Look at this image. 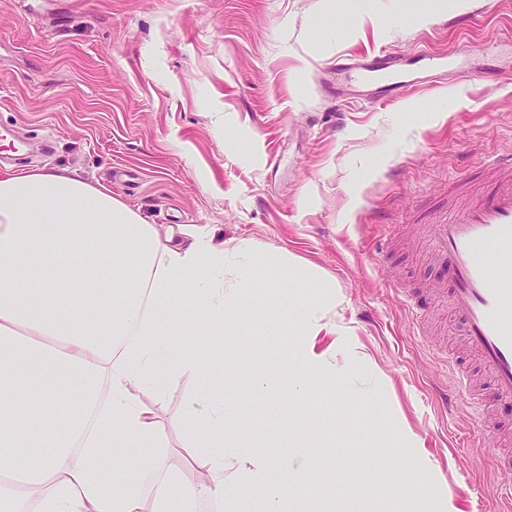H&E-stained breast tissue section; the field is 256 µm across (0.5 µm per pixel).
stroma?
Returning a JSON list of instances; mask_svg holds the SVG:
<instances>
[{
    "label": "stroma",
    "instance_id": "stroma-1",
    "mask_svg": "<svg viewBox=\"0 0 512 512\" xmlns=\"http://www.w3.org/2000/svg\"><path fill=\"white\" fill-rule=\"evenodd\" d=\"M429 0H0V129L24 144L13 167L68 169L111 188L146 223L204 228L234 254L251 242L330 283L310 347L326 371L304 394L289 373L280 308L297 286L252 302L219 336L177 346L224 352L210 384L251 447L287 469L280 512H499L511 476L488 461L470 401L436 395L476 360L448 302L428 227L467 175L512 152V0L424 12ZM445 57L431 71L418 51ZM395 60L408 89L358 91L337 57ZM432 291L415 336L402 299ZM448 351L438 362L436 348ZM273 386L257 394L256 375ZM172 381L155 411L185 481Z\"/></svg>",
    "mask_w": 512,
    "mask_h": 512
}]
</instances>
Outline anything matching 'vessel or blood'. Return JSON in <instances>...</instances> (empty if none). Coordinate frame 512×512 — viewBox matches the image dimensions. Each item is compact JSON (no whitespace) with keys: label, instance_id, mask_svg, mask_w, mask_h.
Here are the masks:
<instances>
[{"label":"vessel or blood","instance_id":"1","mask_svg":"<svg viewBox=\"0 0 512 512\" xmlns=\"http://www.w3.org/2000/svg\"><path fill=\"white\" fill-rule=\"evenodd\" d=\"M486 168L498 174L493 191L433 224L431 237L465 345L491 383L476 391L462 373L457 386L470 394L476 422L488 427L492 403L512 398V154Z\"/></svg>","mask_w":512,"mask_h":512}]
</instances>
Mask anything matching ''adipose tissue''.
<instances>
[{"instance_id":"obj_1","label":"adipose tissue","mask_w":512,"mask_h":512,"mask_svg":"<svg viewBox=\"0 0 512 512\" xmlns=\"http://www.w3.org/2000/svg\"><path fill=\"white\" fill-rule=\"evenodd\" d=\"M227 256L202 230L159 233L140 214L57 170L0 176V512H194L223 503L224 357L174 337L215 333L256 288L225 283ZM316 310L288 321L294 376L322 362L305 338ZM198 378L182 422L196 481L183 482L149 404L176 377ZM70 389L76 399L62 403ZM138 469L128 485L104 456Z\"/></svg>"}]
</instances>
